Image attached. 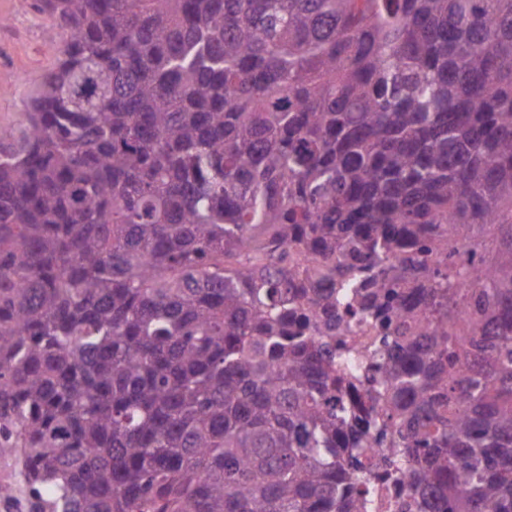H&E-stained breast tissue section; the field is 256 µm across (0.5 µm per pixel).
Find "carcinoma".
I'll return each mask as SVG.
<instances>
[{
    "label": "carcinoma",
    "mask_w": 512,
    "mask_h": 512,
    "mask_svg": "<svg viewBox=\"0 0 512 512\" xmlns=\"http://www.w3.org/2000/svg\"><path fill=\"white\" fill-rule=\"evenodd\" d=\"M39 11L57 64L0 144L37 512H365L379 444L423 512H512V0ZM350 336L358 346L368 348L373 345L377 336H381V329L373 320L356 317Z\"/></svg>",
    "instance_id": "carcinoma-1"
}]
</instances>
